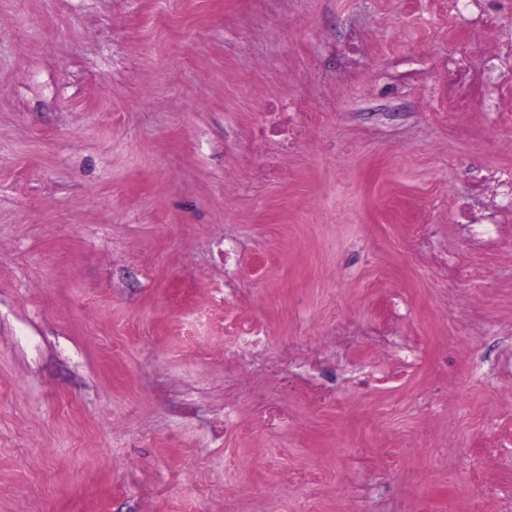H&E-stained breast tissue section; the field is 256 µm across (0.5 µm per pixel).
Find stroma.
I'll list each match as a JSON object with an SVG mask.
<instances>
[{"label":"stroma","instance_id":"35a3bbf8","mask_svg":"<svg viewBox=\"0 0 512 512\" xmlns=\"http://www.w3.org/2000/svg\"><path fill=\"white\" fill-rule=\"evenodd\" d=\"M477 41L512 113V27L445 0H0V512H512V220L456 221L512 134L485 76L462 115L435 89ZM283 96L322 122L263 185ZM347 323L394 339L347 351L382 379L239 368L241 327ZM257 422L266 430L288 426V411L279 404H271L259 414Z\"/></svg>","mask_w":512,"mask_h":512}]
</instances>
